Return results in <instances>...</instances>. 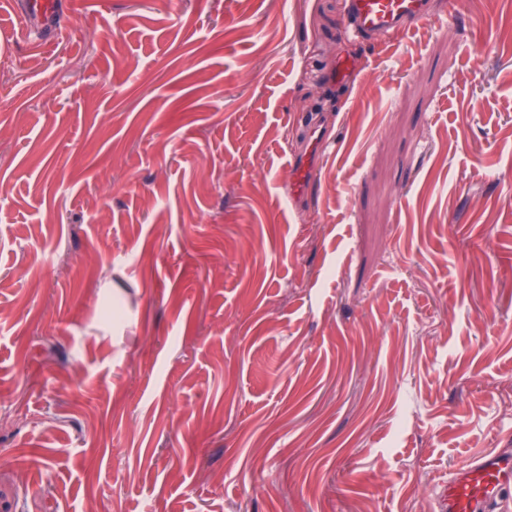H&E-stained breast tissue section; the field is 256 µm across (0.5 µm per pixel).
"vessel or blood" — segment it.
I'll return each instance as SVG.
<instances>
[{"mask_svg": "<svg viewBox=\"0 0 512 512\" xmlns=\"http://www.w3.org/2000/svg\"><path fill=\"white\" fill-rule=\"evenodd\" d=\"M61 0H23L17 16L22 24L43 22L47 40L57 34ZM345 29L353 37L365 38L374 34L397 36L410 27L430 18L429 0H342ZM325 143L318 129H310L306 148L294 154L291 167L297 172L294 184L284 185L290 200H297L298 189L307 182L311 165ZM512 485V454L495 451L474 460L449 479L439 491L442 512H491L499 504L502 492Z\"/></svg>", "mask_w": 512, "mask_h": 512, "instance_id": "vessel-or-blood-1", "label": "vessel or blood"}]
</instances>
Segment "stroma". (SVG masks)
Here are the masks:
<instances>
[{
	"label": "stroma",
	"instance_id": "35a3bbf8",
	"mask_svg": "<svg viewBox=\"0 0 512 512\" xmlns=\"http://www.w3.org/2000/svg\"><path fill=\"white\" fill-rule=\"evenodd\" d=\"M15 2L0 512H438L512 451V0L393 41L341 0H68L48 45ZM324 144L323 135L316 127H313L309 131L305 150L292 156L291 169L297 171V178L294 187L288 183L282 186L283 192L291 201L300 197L298 191L309 179L312 172L310 166L317 157L320 147Z\"/></svg>",
	"mask_w": 512,
	"mask_h": 512
}]
</instances>
